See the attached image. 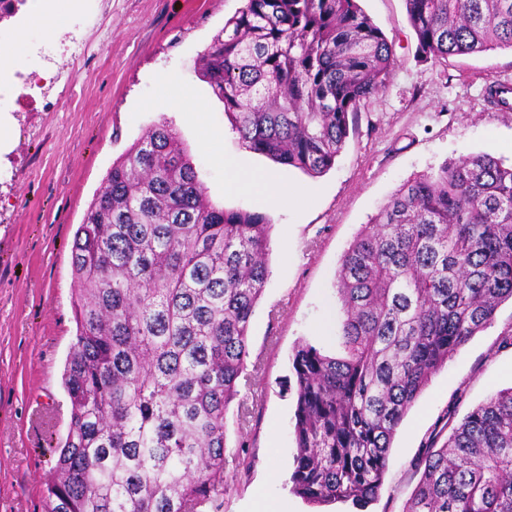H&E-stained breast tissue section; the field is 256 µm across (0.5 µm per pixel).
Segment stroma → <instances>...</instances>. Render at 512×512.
Returning a JSON list of instances; mask_svg holds the SVG:
<instances>
[{"instance_id": "stroma-1", "label": "stroma", "mask_w": 512, "mask_h": 512, "mask_svg": "<svg viewBox=\"0 0 512 512\" xmlns=\"http://www.w3.org/2000/svg\"><path fill=\"white\" fill-rule=\"evenodd\" d=\"M244 0H87L91 20L78 77L47 99L8 113L0 154V512H46L45 481L65 437L63 388L75 341L74 234L113 162L154 123L167 121L190 154L207 198L270 223L268 277L249 325L239 380L246 416L227 415L240 465L221 512H252L258 498L281 512H314L290 490L295 441L294 347L337 350L342 317L336 272L349 243L407 179L460 156L512 163V110L488 87L512 81V50L432 62L416 53L404 0H360L395 48L392 78L362 109L334 166L312 177L245 148L224 104L198 75L199 56ZM190 89L206 111L188 121L169 99ZM266 171L273 204L229 183L217 153ZM512 304L455 352L416 398L390 448L384 488L365 512H402L420 474L416 459L446 422L461 421L512 386Z\"/></svg>"}]
</instances>
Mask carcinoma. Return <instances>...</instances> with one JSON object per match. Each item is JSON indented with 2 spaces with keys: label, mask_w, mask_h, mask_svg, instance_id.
Listing matches in <instances>:
<instances>
[{
  "label": "carcinoma",
  "mask_w": 512,
  "mask_h": 512,
  "mask_svg": "<svg viewBox=\"0 0 512 512\" xmlns=\"http://www.w3.org/2000/svg\"><path fill=\"white\" fill-rule=\"evenodd\" d=\"M424 60L512 49V0H405ZM389 43L357 0H244L198 73L242 143L318 176L387 87ZM269 224L205 197L176 132L107 172L72 247L67 434L47 512H220L226 416L269 277ZM340 354L294 349L292 492L361 509L432 375L512 301V165L489 153L405 181L343 254ZM403 512H512V388L424 449Z\"/></svg>",
  "instance_id": "1"
}]
</instances>
